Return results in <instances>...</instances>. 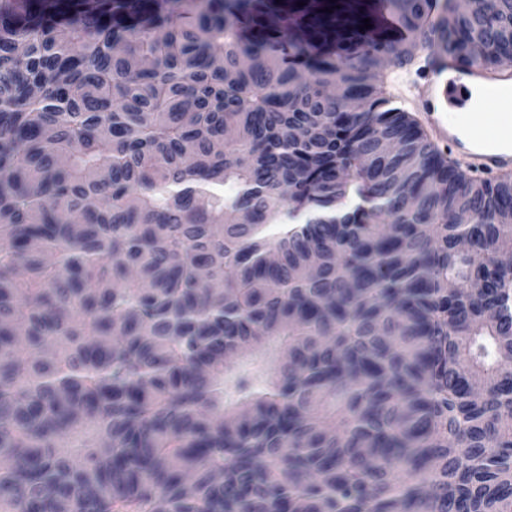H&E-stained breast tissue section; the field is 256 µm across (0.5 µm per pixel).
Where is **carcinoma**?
Listing matches in <instances>:
<instances>
[{
    "mask_svg": "<svg viewBox=\"0 0 512 512\" xmlns=\"http://www.w3.org/2000/svg\"><path fill=\"white\" fill-rule=\"evenodd\" d=\"M425 48L512 0H0V512H512V179ZM427 50L419 53L416 63L407 69L389 66L378 74L376 82L383 85L387 94L393 95V105L402 107L420 122L429 140L451 160H459L465 173L477 180H496L495 177L512 173V147L510 149H485L463 137L452 125H464L472 117V113L481 111L487 100L494 97L485 88L471 85L465 94V102L459 107H448L454 92L452 87H466L474 84L512 91V65L506 63L496 70H487L473 65L461 68L457 59L445 52H431L428 55L427 70L424 82L418 87V97L423 109L428 112L436 141L451 151L465 154L474 171L491 178L479 177L468 171L465 159L459 155H449L448 150L437 145L430 136L429 124L419 105L414 103V87L418 81L416 70ZM448 74L454 77L448 81ZM459 82V84H456ZM451 124V125H448Z\"/></svg>",
    "mask_w": 512,
    "mask_h": 512,
    "instance_id": "obj_1",
    "label": "carcinoma"
}]
</instances>
